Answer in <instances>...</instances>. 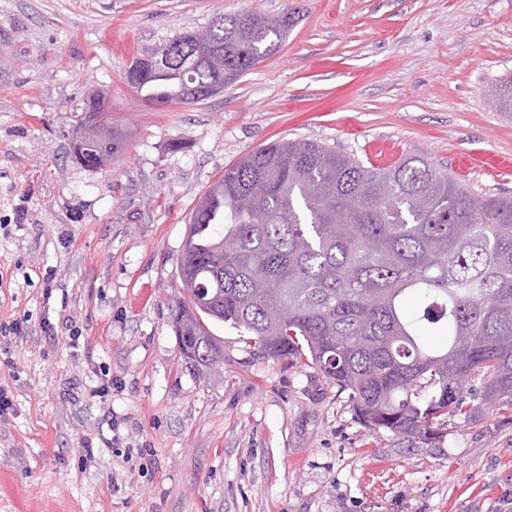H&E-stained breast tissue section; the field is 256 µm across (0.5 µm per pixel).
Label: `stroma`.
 <instances>
[{"instance_id": "stroma-1", "label": "stroma", "mask_w": 512, "mask_h": 512, "mask_svg": "<svg viewBox=\"0 0 512 512\" xmlns=\"http://www.w3.org/2000/svg\"><path fill=\"white\" fill-rule=\"evenodd\" d=\"M240 12L296 24L222 93L156 108L126 82L143 50ZM511 75L512 0H0V323L28 325L0 353V512H512V410L405 448L229 327L223 367L193 373L170 319L197 199L261 145L416 155L512 196V118L489 104ZM92 92L128 134L95 171L69 153Z\"/></svg>"}]
</instances>
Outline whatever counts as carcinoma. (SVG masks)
Listing matches in <instances>:
<instances>
[{"label":"carcinoma","mask_w":512,"mask_h":512,"mask_svg":"<svg viewBox=\"0 0 512 512\" xmlns=\"http://www.w3.org/2000/svg\"><path fill=\"white\" fill-rule=\"evenodd\" d=\"M292 25L288 13L216 15L198 39L142 53L127 82L156 107L204 101ZM496 97L511 114L512 78ZM97 98L70 135L88 170L127 138L91 135ZM178 268L172 321L195 371L224 363L221 323L259 357L317 369L359 425L414 448L441 447L480 407L512 409V197L478 194L420 156L376 167L307 140L256 149L199 198Z\"/></svg>","instance_id":"1"}]
</instances>
